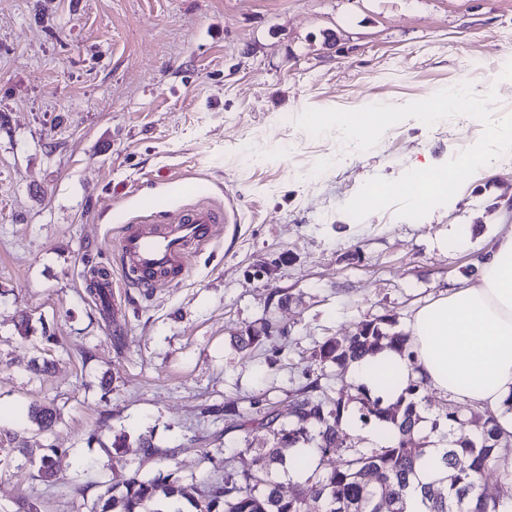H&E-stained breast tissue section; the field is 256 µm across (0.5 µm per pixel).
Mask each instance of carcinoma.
Returning a JSON list of instances; mask_svg holds the SVG:
<instances>
[{
  "instance_id": "cac0c4a2",
  "label": "carcinoma",
  "mask_w": 512,
  "mask_h": 512,
  "mask_svg": "<svg viewBox=\"0 0 512 512\" xmlns=\"http://www.w3.org/2000/svg\"><path fill=\"white\" fill-rule=\"evenodd\" d=\"M271 329L270 323L260 332L248 329L237 337V345L248 349L260 343L261 337H269ZM407 341V337L390 335L379 323L369 321L349 336L325 340L313 349L311 358L322 367H333L335 376L341 378L353 361L385 346L403 349ZM423 389V380H411L401 400L385 406L381 398L358 388L361 426L388 422L397 431L395 440L373 448L365 447L361 438L345 439L348 402L329 396L319 375L307 378L294 391L286 423L270 407L259 418L227 407L224 412L236 417V427L245 430L256 424L270 436L271 446L259 456L256 469L226 472L222 479L208 475L191 483L171 473L151 479L135 474L107 489L108 498L100 512H162L155 508L160 500L175 506L173 512H184L177 507L182 501L191 505L192 512H405V498L417 489L425 512H512V468L500 465L501 433L489 411L480 413L482 433L475 440L469 430L473 420L463 415L460 403L446 399L432 430L440 431L445 439L455 431L460 437L451 441L439 459V476L427 483L419 480V472L429 463L427 436L416 411ZM29 418L39 430L48 431L56 413L48 406L35 405ZM298 448L305 451L299 462L307 477L298 484L296 493L286 498L281 495L275 472ZM336 453L340 461L334 468L324 470L314 464L316 458ZM499 465L500 477L494 481L484 478L480 488H475L471 473L482 475Z\"/></svg>"
}]
</instances>
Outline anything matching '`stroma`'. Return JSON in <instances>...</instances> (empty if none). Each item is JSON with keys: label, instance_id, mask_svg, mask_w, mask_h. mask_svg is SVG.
I'll return each instance as SVG.
<instances>
[{"label": "stroma", "instance_id": "stroma-1", "mask_svg": "<svg viewBox=\"0 0 512 512\" xmlns=\"http://www.w3.org/2000/svg\"><path fill=\"white\" fill-rule=\"evenodd\" d=\"M503 55L512 0H0V512L23 499L96 512L107 486L135 474L189 483L254 469L268 434L236 428L224 405L287 415L320 371L313 347L384 317L403 333L468 280L512 225V156L419 220L391 206L358 221L343 207L370 178L446 163L477 142L480 121L409 118L361 151L294 119L465 81L481 95L471 59ZM256 137L269 160L238 163ZM282 139L291 160L276 156ZM328 159L323 179L292 173ZM150 200L157 224L203 202L233 209L185 274L135 288L116 243ZM95 268L121 284L116 303L89 293ZM267 321L259 348L237 347ZM35 360L51 372L33 373ZM34 404L57 410L52 430L29 420ZM143 435L164 457H144ZM50 448L54 482L38 473Z\"/></svg>", "mask_w": 512, "mask_h": 512}]
</instances>
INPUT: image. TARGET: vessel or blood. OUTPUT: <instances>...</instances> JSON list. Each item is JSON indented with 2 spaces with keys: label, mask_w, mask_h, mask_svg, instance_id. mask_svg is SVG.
<instances>
[{
  "label": "vessel or blood",
  "mask_w": 512,
  "mask_h": 512,
  "mask_svg": "<svg viewBox=\"0 0 512 512\" xmlns=\"http://www.w3.org/2000/svg\"><path fill=\"white\" fill-rule=\"evenodd\" d=\"M223 221V211L201 204L168 215L160 226L143 221L127 226L118 254L132 283L154 288L171 282L187 267L189 243L207 241L212 225Z\"/></svg>",
  "instance_id": "b4317fda"
}]
</instances>
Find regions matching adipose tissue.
I'll list each match as a JSON object with an SVG mask.
<instances>
[{"label": "adipose tissue", "instance_id": "obj_1", "mask_svg": "<svg viewBox=\"0 0 512 512\" xmlns=\"http://www.w3.org/2000/svg\"><path fill=\"white\" fill-rule=\"evenodd\" d=\"M477 277L421 307L408 324L409 354L385 349L354 362L351 378L395 403L408 378L491 411L512 438V225L483 251Z\"/></svg>", "mask_w": 512, "mask_h": 512}]
</instances>
